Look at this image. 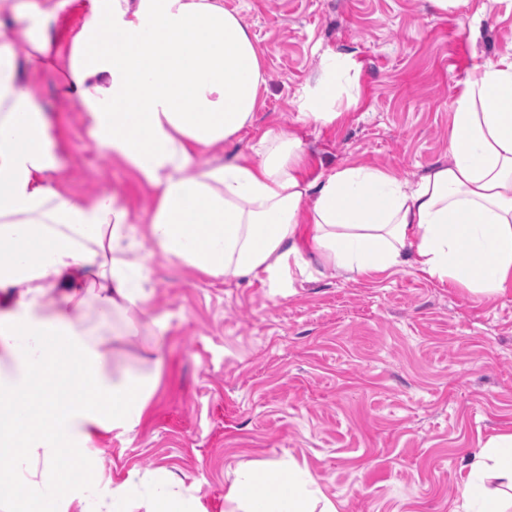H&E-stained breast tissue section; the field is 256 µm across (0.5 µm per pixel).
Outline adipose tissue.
I'll use <instances>...</instances> for the list:
<instances>
[{
  "label": "adipose tissue",
  "instance_id": "adipose-tissue-1",
  "mask_svg": "<svg viewBox=\"0 0 512 512\" xmlns=\"http://www.w3.org/2000/svg\"><path fill=\"white\" fill-rule=\"evenodd\" d=\"M68 94L104 155L157 188L144 230L115 196L53 189L50 123L0 46V512H204L174 474L130 470L112 490L63 482L64 446L133 432L160 366L111 362V325L155 350L144 319L147 235L169 260L227 280L288 286L321 264L370 277L410 265L476 295L512 289V54L475 65L448 126V161L405 185L359 164L322 181L303 173L292 133L254 153L198 165L252 127L264 84L251 33L223 0H105L66 59ZM276 496H263L264 488ZM463 512H512V431L467 464ZM224 512H339L296 459L240 464Z\"/></svg>",
  "mask_w": 512,
  "mask_h": 512
}]
</instances>
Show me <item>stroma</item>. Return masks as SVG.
Here are the masks:
<instances>
[{
	"label": "stroma",
	"instance_id": "obj_1",
	"mask_svg": "<svg viewBox=\"0 0 512 512\" xmlns=\"http://www.w3.org/2000/svg\"><path fill=\"white\" fill-rule=\"evenodd\" d=\"M224 0L249 25L265 83L248 133L214 156L250 152L268 129L303 142L308 180L343 165L415 183L447 162L454 102L477 62L512 52V0ZM88 0L55 19L67 57ZM351 64L330 122L302 102L328 57ZM51 119L60 164L48 181L91 200L118 195L144 229L156 192L101 154L60 70H24ZM148 312L168 324L162 375L141 424L82 458L85 480L111 487L131 469L174 473L206 512H224L240 463L306 464L339 512H453L480 441L512 429V290L486 299L402 266L373 278L334 269L281 287L227 281L171 262L150 240Z\"/></svg>",
	"mask_w": 512,
	"mask_h": 512
}]
</instances>
